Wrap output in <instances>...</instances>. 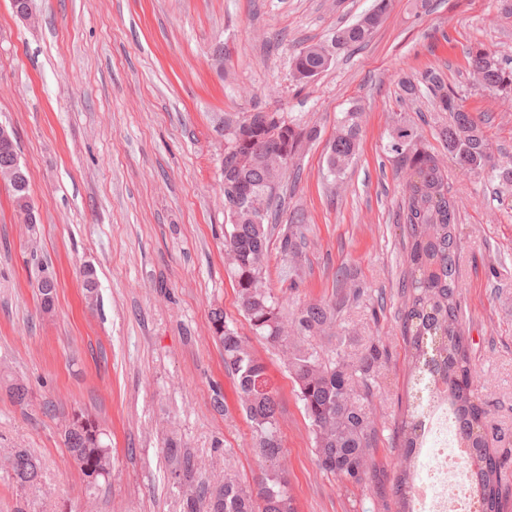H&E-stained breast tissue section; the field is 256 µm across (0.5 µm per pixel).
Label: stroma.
Segmentation results:
<instances>
[{"label": "stroma", "mask_w": 512, "mask_h": 512, "mask_svg": "<svg viewBox=\"0 0 512 512\" xmlns=\"http://www.w3.org/2000/svg\"><path fill=\"white\" fill-rule=\"evenodd\" d=\"M373 3L32 0L25 23L0 0V123L16 133L38 211L26 223L0 181V454L26 448L43 468L40 489L27 492L0 470V512H183L171 436L197 484L228 468L252 484L253 432L212 337L214 308L267 367L298 512H396L409 354L398 290L403 178L389 133L405 120L438 152L446 120L429 99L404 103L400 81L443 71L495 155L512 158V94L480 87L465 58L482 45L512 66V15L499 0H392L364 47L296 85L295 52L330 44ZM355 101L364 109L359 150L338 183L325 153ZM256 106L320 131L293 161L300 179L285 204L305 216L297 275L270 244L267 283L281 312L361 288L339 315L342 333L355 343L379 336L387 347L369 487L319 467L283 353L255 336L224 259V119ZM446 165L468 352L500 445L512 448V186ZM87 266L98 282L92 304ZM44 275L57 281L49 314L37 299ZM15 382L27 386L29 406L11 399ZM76 407L97 416L112 448L111 476L91 490L62 463Z\"/></svg>", "instance_id": "35a3bbf8"}]
</instances>
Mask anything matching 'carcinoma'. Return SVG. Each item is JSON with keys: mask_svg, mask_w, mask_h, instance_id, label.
<instances>
[{"mask_svg": "<svg viewBox=\"0 0 512 512\" xmlns=\"http://www.w3.org/2000/svg\"><path fill=\"white\" fill-rule=\"evenodd\" d=\"M390 5L391 0H374L373 7L356 22L336 29L330 49L322 44L301 48L293 56V79L307 85L329 68L335 53L366 45ZM466 63L470 74L479 77L480 86L512 94V67L505 66L495 52L473 46L466 52ZM401 90L411 101L430 98L436 111L448 114L438 135L463 169L512 183V164L495 157L479 121L465 109L462 98L448 89L439 72L429 70L417 80L407 78ZM266 115L263 109L250 113L242 142L237 131L244 118L224 119V181L238 184L247 197L263 206L260 213L226 210L231 231L224 237V255L234 276L241 311L255 334L280 346L287 355L297 397L311 425L319 466L362 485L374 465V407L384 398L380 379L386 368V350L380 339L372 337L362 348L350 351L343 337L335 335L338 313L360 297L355 290L333 306L314 301L285 317L280 313L266 280L271 226L277 220L273 204L287 172L278 168L275 160L285 154L295 158L319 138L320 131L290 121L274 136L266 128ZM361 129V107L355 103L337 119L336 135L326 154L327 170L338 181L344 179L356 156ZM2 149L4 143L0 141V180L9 184L16 211L27 217L36 212L29 187L14 181ZM390 152L404 178L399 205L407 265L401 285L402 334L411 351V403L400 426L402 443L394 484L400 512H412L418 479L415 462L426 447L427 421L439 414L448 415L454 425L458 447L468 449L466 479L477 512H509L512 449H495L498 434L490 423L487 404L479 396L477 372L462 334L458 217L455 203L448 197L443 158L425 146L412 124L402 120L392 127ZM297 234L291 231L281 243L282 260L294 270L299 262ZM210 323L216 342L224 350V364L236 376L240 405L253 429L252 452L261 475L250 487L227 471L224 481L197 491L192 485L194 464L171 439L167 454L174 462L175 475L187 487L184 512H297L285 474L278 401L272 390H256V381L267 377L266 366L252 353L248 342L229 328L221 309L211 311ZM316 338H334L336 348L328 354L313 344ZM103 436L99 420L89 411L77 408L68 414L63 434L66 461L81 472L90 489L111 474V449ZM0 466L10 471L16 487L39 488L40 460L27 449H13Z\"/></svg>", "mask_w": 512, "mask_h": 512, "instance_id": "carcinoma-1", "label": "carcinoma"}]
</instances>
